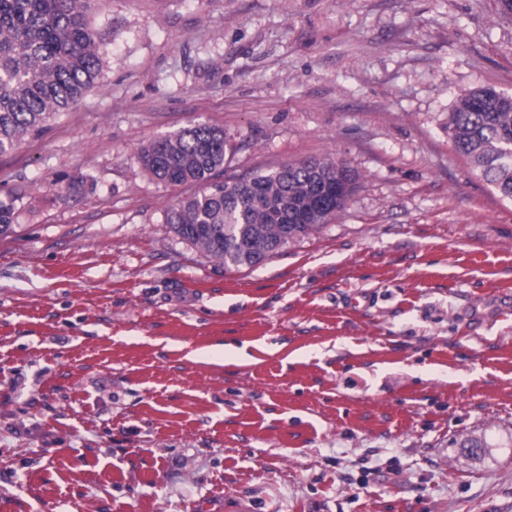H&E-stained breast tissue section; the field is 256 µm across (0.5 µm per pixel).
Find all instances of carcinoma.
I'll return each mask as SVG.
<instances>
[{
	"label": "carcinoma",
	"instance_id": "1",
	"mask_svg": "<svg viewBox=\"0 0 512 512\" xmlns=\"http://www.w3.org/2000/svg\"><path fill=\"white\" fill-rule=\"evenodd\" d=\"M90 0H0V154L41 134L89 90L102 57L86 19ZM448 137L483 180L512 199V94L492 86L462 94L448 114ZM233 146L224 128L194 122L142 145L143 175L169 185L203 186L180 200L167 223L184 240L225 266L251 267L307 236L340 213L356 174L331 157L309 159L219 180ZM338 191L317 207L315 187ZM13 201L0 200V236L14 232Z\"/></svg>",
	"mask_w": 512,
	"mask_h": 512
}]
</instances>
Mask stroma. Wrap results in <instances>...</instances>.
I'll list each match as a JSON object with an SVG mask.
<instances>
[{
    "instance_id": "35a3bbf8",
    "label": "stroma",
    "mask_w": 512,
    "mask_h": 512,
    "mask_svg": "<svg viewBox=\"0 0 512 512\" xmlns=\"http://www.w3.org/2000/svg\"><path fill=\"white\" fill-rule=\"evenodd\" d=\"M101 79L0 155V512H512V200L448 137L512 93L498 0H93ZM332 156L319 231L228 268L140 146ZM224 345L223 354L208 350ZM482 441L479 455L466 452Z\"/></svg>"
}]
</instances>
